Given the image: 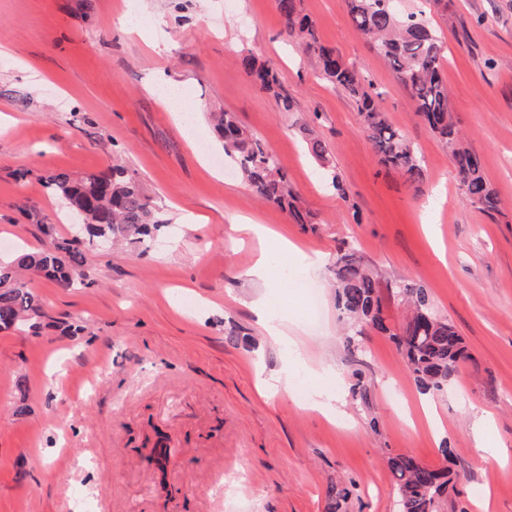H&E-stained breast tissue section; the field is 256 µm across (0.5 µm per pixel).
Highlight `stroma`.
<instances>
[{
	"label": "stroma",
	"mask_w": 512,
	"mask_h": 512,
	"mask_svg": "<svg viewBox=\"0 0 512 512\" xmlns=\"http://www.w3.org/2000/svg\"><path fill=\"white\" fill-rule=\"evenodd\" d=\"M399 6L424 10L443 37L450 109L499 196L495 216L466 201L447 150L346 0L300 8L419 148L418 188L380 162L354 103L289 41L275 0H0V258L70 237L44 186L51 172L122 165L166 221L143 247L84 246V285L32 277L42 329L0 332V512H396L385 448L450 464L460 493L448 512H512V0ZM245 54L278 62L292 111L253 86ZM222 110L278 157L314 226L211 166L224 151L207 115ZM304 127L330 149L344 194L321 175ZM245 217L299 247L268 254L287 259V278L253 276L262 244L234 241L231 229ZM346 241L382 273L391 325L402 310L390 285L411 280L463 336L472 358L444 392L423 396L374 331L361 352L345 351L329 266ZM306 254L323 264L307 267ZM301 277L318 292L313 319ZM257 300L298 323L297 343L268 342ZM76 321L83 334L67 335ZM232 328L254 347L228 344ZM295 349L309 369L292 366ZM282 371L287 391H262ZM360 378L365 403L351 392ZM317 390L338 411L311 409ZM20 402L26 415L14 413ZM484 425L488 452L474 436ZM164 435L171 453L160 463ZM227 471L244 480L225 495ZM334 484L350 490L335 511Z\"/></svg>",
	"instance_id": "obj_1"
}]
</instances>
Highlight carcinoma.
<instances>
[{
	"mask_svg": "<svg viewBox=\"0 0 512 512\" xmlns=\"http://www.w3.org/2000/svg\"><path fill=\"white\" fill-rule=\"evenodd\" d=\"M393 2L347 0L348 13L371 48L408 89L417 114L450 149L465 198L485 213L499 211L498 194L484 177L480 156L463 144L462 133L449 112L446 51L441 37L422 13H402ZM276 6L288 37L315 59L325 80L344 89L355 101L364 132L381 162L418 188L424 177V160L418 148L387 121L363 76L319 40L312 22L301 14L299 0H276ZM241 64L259 90L280 96L274 62L244 55ZM211 125L225 157L261 202L287 212L295 224L313 223V214L299 204L276 155L242 126L234 113L212 114ZM303 133L307 134L310 154L331 174L332 188L341 191V182L332 173L329 148L309 128H303ZM46 187L64 201L69 219L79 229L72 238L53 239L39 251H24L13 261L0 263V331L19 327L36 331L42 325L45 313L23 273L44 277L60 288H72L84 282L82 242L146 244L162 224L155 201L120 165L112 166L108 174L81 178L54 173L47 177ZM331 273L336 306L348 325L345 349L354 353L368 327L395 343L420 391L430 395L444 391L470 355L454 326L434 312L428 289L416 283L396 288L408 315L393 328L383 315L380 280L354 244L346 242L338 249ZM383 458L393 478L400 512H441L448 498L457 493L456 477L446 467L435 469L389 448L383 449Z\"/></svg>",
	"mask_w": 512,
	"mask_h": 512,
	"instance_id": "cac0c4a2",
	"label": "carcinoma"
}]
</instances>
